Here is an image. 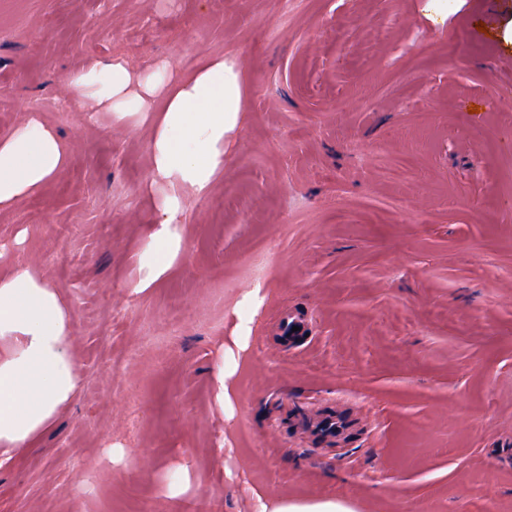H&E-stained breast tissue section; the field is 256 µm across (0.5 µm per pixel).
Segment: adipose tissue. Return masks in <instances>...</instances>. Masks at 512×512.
<instances>
[{
  "label": "adipose tissue",
  "mask_w": 512,
  "mask_h": 512,
  "mask_svg": "<svg viewBox=\"0 0 512 512\" xmlns=\"http://www.w3.org/2000/svg\"><path fill=\"white\" fill-rule=\"evenodd\" d=\"M133 76L119 62L97 63L77 71L67 82L68 95L85 97L95 88L100 103L113 111L138 109L144 93L130 91ZM241 110V73L234 64L216 61L185 80L170 96L154 140V181L167 184L165 199L150 236L157 252L149 256L159 270L165 256L176 255L181 192L208 189L224 164V136ZM66 150L37 120L0 139V205L37 190L63 168ZM80 384L67 307L54 289L30 270L0 277V465L32 447L76 396ZM255 512H352L346 501L329 495L313 500L254 498Z\"/></svg>",
  "instance_id": "1"
}]
</instances>
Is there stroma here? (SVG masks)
<instances>
[{"mask_svg":"<svg viewBox=\"0 0 512 512\" xmlns=\"http://www.w3.org/2000/svg\"><path fill=\"white\" fill-rule=\"evenodd\" d=\"M223 58L242 70L224 167L183 190L181 250L147 277L161 114ZM510 58L512 0H0V138L34 117L67 148L0 207V266L62 296L82 378L0 466V512H173L175 483L214 512L328 488L354 512H512V93L489 95ZM112 60L170 78L120 119L62 101L70 73ZM262 246L268 300L241 350ZM297 308L311 330L290 344ZM230 350L228 421L212 387ZM330 411L351 423L336 448L301 426Z\"/></svg>","mask_w":512,"mask_h":512,"instance_id":"stroma-1","label":"stroma"}]
</instances>
